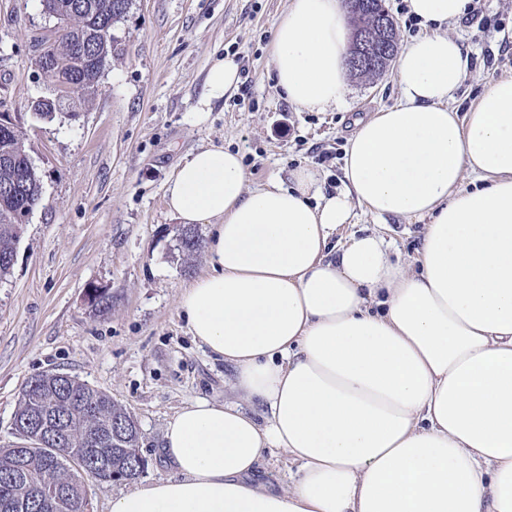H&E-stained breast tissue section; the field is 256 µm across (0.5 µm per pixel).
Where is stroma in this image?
Masks as SVG:
<instances>
[{
  "label": "stroma",
  "instance_id": "35a3bbf8",
  "mask_svg": "<svg viewBox=\"0 0 512 512\" xmlns=\"http://www.w3.org/2000/svg\"><path fill=\"white\" fill-rule=\"evenodd\" d=\"M288 0H132L116 28L120 54L75 118L37 120L30 103L53 96L33 66L52 21L40 0H0V113L22 120L42 198L24 225L7 280L0 282V448L20 392L32 377L63 373L105 391L137 419L145 468L137 481L85 479L93 512L112 497L175 474L161 454L167 420L195 400L233 399L232 370L188 331L178 299L209 268V253L176 248L178 221L164 193L177 165L208 145L240 151L250 183L288 181L309 165L325 194L341 188L344 147L356 119L400 99L395 70L348 77L343 102L298 109L277 90L268 53ZM470 70L453 93L467 112L488 82L512 75V0H474L449 24ZM228 56L245 70L247 95L213 102L197 121L207 71ZM378 230L391 259L411 261L422 224L360 213L347 233ZM99 286L112 307L93 312Z\"/></svg>",
  "mask_w": 512,
  "mask_h": 512
}]
</instances>
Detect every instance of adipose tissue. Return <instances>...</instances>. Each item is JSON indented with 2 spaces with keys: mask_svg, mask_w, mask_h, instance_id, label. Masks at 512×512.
<instances>
[{
  "mask_svg": "<svg viewBox=\"0 0 512 512\" xmlns=\"http://www.w3.org/2000/svg\"><path fill=\"white\" fill-rule=\"evenodd\" d=\"M406 2L424 32L401 98L356 120L337 194L306 166L250 184L225 147L174 171L168 210L212 227L178 305L238 398L179 408L175 477L110 512H512V76L458 115L469 55L446 27L473 0ZM349 36L344 0H288L269 55L290 104L342 101ZM359 209L423 222L414 265L377 232L330 252ZM274 448L297 466L284 487L255 478Z\"/></svg>",
  "mask_w": 512,
  "mask_h": 512,
  "instance_id": "obj_1",
  "label": "adipose tissue"
}]
</instances>
